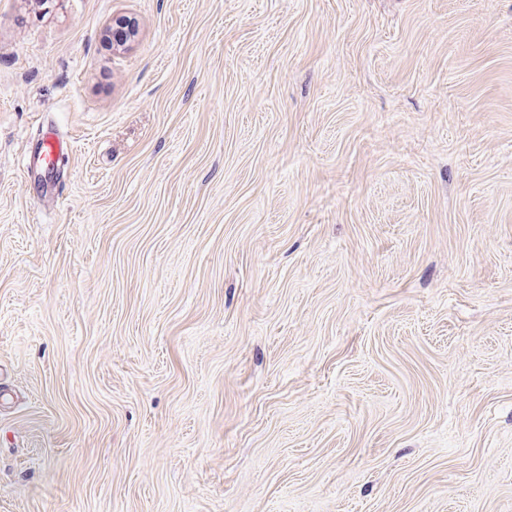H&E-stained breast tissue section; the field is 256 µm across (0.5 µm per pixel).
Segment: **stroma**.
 Segmentation results:
<instances>
[{
    "label": "stroma",
    "instance_id": "35a3bbf8",
    "mask_svg": "<svg viewBox=\"0 0 512 512\" xmlns=\"http://www.w3.org/2000/svg\"><path fill=\"white\" fill-rule=\"evenodd\" d=\"M0 512H512V0H0ZM136 35V27L132 18L124 16L112 19V44L117 47L127 46Z\"/></svg>",
    "mask_w": 512,
    "mask_h": 512
}]
</instances>
